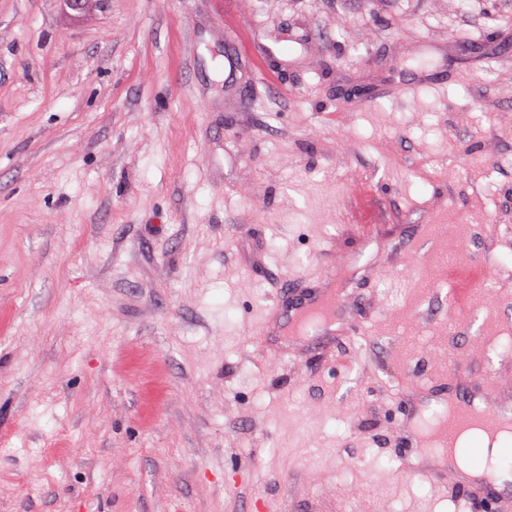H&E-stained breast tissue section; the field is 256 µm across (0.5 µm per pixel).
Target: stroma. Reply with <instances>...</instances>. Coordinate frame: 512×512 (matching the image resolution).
<instances>
[{"label": "stroma", "mask_w": 512, "mask_h": 512, "mask_svg": "<svg viewBox=\"0 0 512 512\" xmlns=\"http://www.w3.org/2000/svg\"><path fill=\"white\" fill-rule=\"evenodd\" d=\"M511 156L512 0H0V512H456L399 463L512 393ZM323 295L311 302H304L291 307L288 312L296 324L306 327L309 324L321 320L333 318L336 312L338 298L336 290L324 288Z\"/></svg>", "instance_id": "1"}]
</instances>
